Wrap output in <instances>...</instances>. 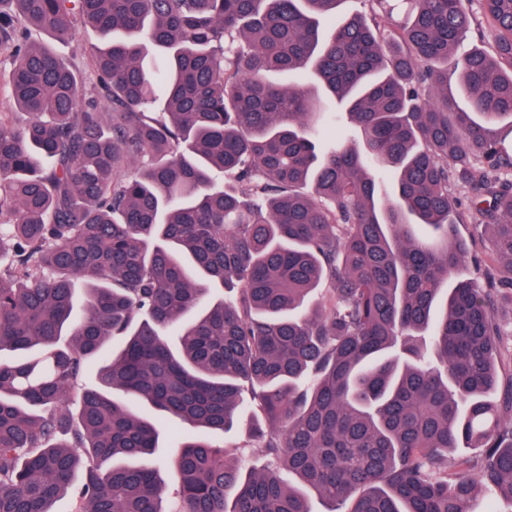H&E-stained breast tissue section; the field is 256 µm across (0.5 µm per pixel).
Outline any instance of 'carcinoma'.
<instances>
[{
    "label": "carcinoma",
    "mask_w": 512,
    "mask_h": 512,
    "mask_svg": "<svg viewBox=\"0 0 512 512\" xmlns=\"http://www.w3.org/2000/svg\"><path fill=\"white\" fill-rule=\"evenodd\" d=\"M342 2L0 0L27 114L0 113V512H169L155 413L191 427L182 512H312L310 491L467 512L481 484L512 503V0H478L495 41L463 54L471 0H407L401 22L338 21ZM80 27L100 40L84 96L39 41ZM306 68L319 86L264 80ZM339 120L357 137H322ZM468 217L492 258L460 280ZM242 421L247 471L209 439ZM470 447L479 481L448 466ZM499 317L504 336L500 346L501 370L504 375L512 373V294L504 288L499 296Z\"/></svg>",
    "instance_id": "1"
}]
</instances>
